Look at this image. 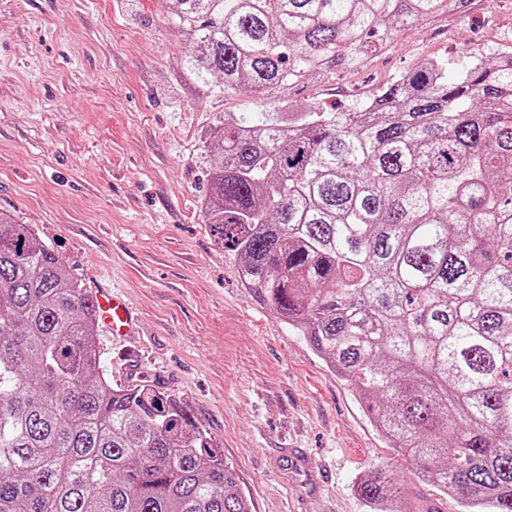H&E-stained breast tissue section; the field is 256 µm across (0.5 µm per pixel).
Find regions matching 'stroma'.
Here are the masks:
<instances>
[{
	"label": "stroma",
	"instance_id": "stroma-1",
	"mask_svg": "<svg viewBox=\"0 0 512 512\" xmlns=\"http://www.w3.org/2000/svg\"><path fill=\"white\" fill-rule=\"evenodd\" d=\"M405 29L367 69L299 86L296 110L352 112L424 59L512 50V0H471ZM170 0H0V212L35 232L84 288L122 292L133 335H97L116 385L172 394L219 444L253 512H369L358 479L383 465L418 512L440 499L363 403L244 288L209 234L210 136L268 101L185 69ZM284 448L313 479H281ZM283 464L293 471L305 472L312 474L314 466L310 457L301 449L298 448H284L282 452Z\"/></svg>",
	"mask_w": 512,
	"mask_h": 512
}]
</instances>
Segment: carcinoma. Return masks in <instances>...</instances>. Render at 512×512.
Masks as SVG:
<instances>
[{
    "mask_svg": "<svg viewBox=\"0 0 512 512\" xmlns=\"http://www.w3.org/2000/svg\"><path fill=\"white\" fill-rule=\"evenodd\" d=\"M471 0H175L187 68L277 110L214 130L205 215L242 285L457 512H512V52L423 60L355 112H292ZM95 301L0 213V512H252L173 396L100 371ZM368 507L414 512L389 472Z\"/></svg>",
    "mask_w": 512,
    "mask_h": 512,
    "instance_id": "obj_1",
    "label": "carcinoma"
}]
</instances>
